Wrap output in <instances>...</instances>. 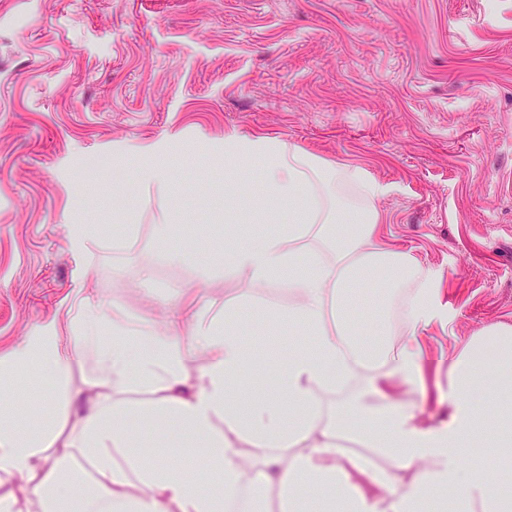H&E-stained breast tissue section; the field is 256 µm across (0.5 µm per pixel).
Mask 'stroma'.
<instances>
[{
  "label": "stroma",
  "mask_w": 512,
  "mask_h": 512,
  "mask_svg": "<svg viewBox=\"0 0 512 512\" xmlns=\"http://www.w3.org/2000/svg\"><path fill=\"white\" fill-rule=\"evenodd\" d=\"M228 130L391 185L384 241L439 275L426 390L407 397L447 419L435 396L462 345L512 324V0H0V351L66 323L81 289L152 330L178 299L223 313L242 286L226 228L289 223L255 161L238 164L247 204L225 197ZM170 135V187L140 185L125 144ZM162 221L183 263L155 250ZM74 224L100 229L80 258ZM117 224L136 228L119 248ZM245 319L264 355L293 346L288 323Z\"/></svg>",
  "instance_id": "35a3bbf8"
}]
</instances>
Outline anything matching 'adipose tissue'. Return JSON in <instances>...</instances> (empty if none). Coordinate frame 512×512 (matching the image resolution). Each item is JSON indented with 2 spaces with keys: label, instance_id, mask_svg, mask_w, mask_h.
Returning <instances> with one entry per match:
<instances>
[{
  "label": "adipose tissue",
  "instance_id": "1",
  "mask_svg": "<svg viewBox=\"0 0 512 512\" xmlns=\"http://www.w3.org/2000/svg\"><path fill=\"white\" fill-rule=\"evenodd\" d=\"M244 158L261 160L290 226L254 238L240 226L247 242L230 272L246 287L223 317L178 304L173 331L152 335L84 296L68 325L43 323L0 355V389L34 375L49 405L30 423L0 401V512H20L6 488L15 479L36 512H232L249 474L277 487L283 512H512V494L468 464L476 447L512 461V324L462 347L448 371L450 419L423 426L402 393L423 380L415 336L438 317L436 278L383 241L376 203L388 186L358 165L225 132L227 165ZM340 186L362 205H346ZM283 280L292 302L255 300L253 289ZM362 286L398 300L406 339L359 338L351 293ZM256 303L302 331L270 386L255 383L268 361L229 325ZM86 354L91 369L74 377ZM355 383L353 402L325 403ZM172 444L203 451L206 476L156 461Z\"/></svg>",
  "mask_w": 512,
  "mask_h": 512
}]
</instances>
